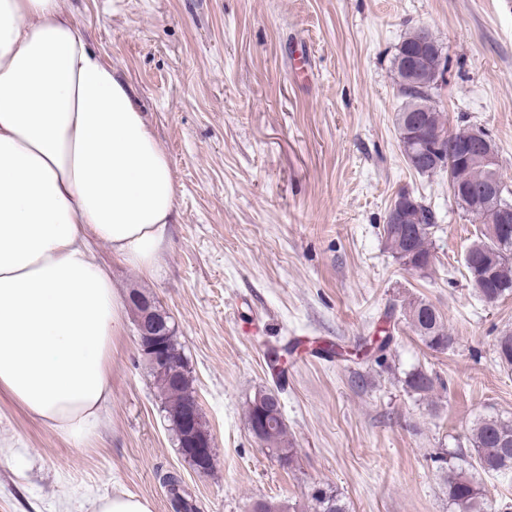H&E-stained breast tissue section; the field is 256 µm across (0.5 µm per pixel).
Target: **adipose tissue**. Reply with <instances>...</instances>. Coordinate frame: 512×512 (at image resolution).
Masks as SVG:
<instances>
[{"label":"adipose tissue","mask_w":512,"mask_h":512,"mask_svg":"<svg viewBox=\"0 0 512 512\" xmlns=\"http://www.w3.org/2000/svg\"><path fill=\"white\" fill-rule=\"evenodd\" d=\"M175 202L168 155L64 0H0V391L68 441L99 433L125 315L87 239L155 274Z\"/></svg>","instance_id":"adipose-tissue-1"}]
</instances>
